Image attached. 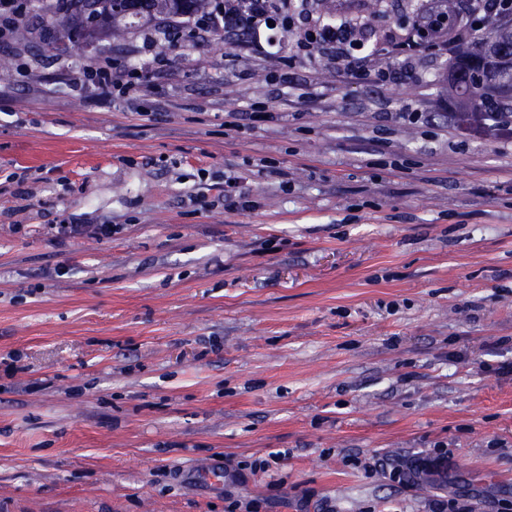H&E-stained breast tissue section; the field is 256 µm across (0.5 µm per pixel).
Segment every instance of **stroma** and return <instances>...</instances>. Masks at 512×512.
<instances>
[{"label":"stroma","mask_w":512,"mask_h":512,"mask_svg":"<svg viewBox=\"0 0 512 512\" xmlns=\"http://www.w3.org/2000/svg\"><path fill=\"white\" fill-rule=\"evenodd\" d=\"M55 4L0 44V512H512V376L483 369L512 362V123L455 117L433 54L288 88L202 31L145 96L81 95L150 23L61 35ZM85 224H62L58 233L63 237L71 238L90 233L98 238H108L112 235V224H97L96 226H84Z\"/></svg>","instance_id":"stroma-1"}]
</instances>
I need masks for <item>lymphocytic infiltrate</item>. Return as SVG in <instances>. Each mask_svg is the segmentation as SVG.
Listing matches in <instances>:
<instances>
[{"instance_id": "obj_1", "label": "lymphocytic infiltrate", "mask_w": 512, "mask_h": 512, "mask_svg": "<svg viewBox=\"0 0 512 512\" xmlns=\"http://www.w3.org/2000/svg\"><path fill=\"white\" fill-rule=\"evenodd\" d=\"M308 2L218 0L201 23L207 31L245 41L260 56L266 50L257 39L258 33L274 28L287 32L289 55L275 75L282 84H292L291 68L303 60L313 66L326 62L350 78L388 85L413 79L414 62L423 52L447 51L448 32L455 26H463L473 35L482 30L489 17L512 11V0H468L466 11L457 19H449L443 10L436 9L424 20L412 23L408 30L390 28L379 33L369 19H329L308 9ZM382 53L392 57V64L379 63ZM163 62V57L157 55L148 66L129 68L107 58H93L74 82L77 88L89 86L101 95L136 94L147 87L152 68Z\"/></svg>"}]
</instances>
